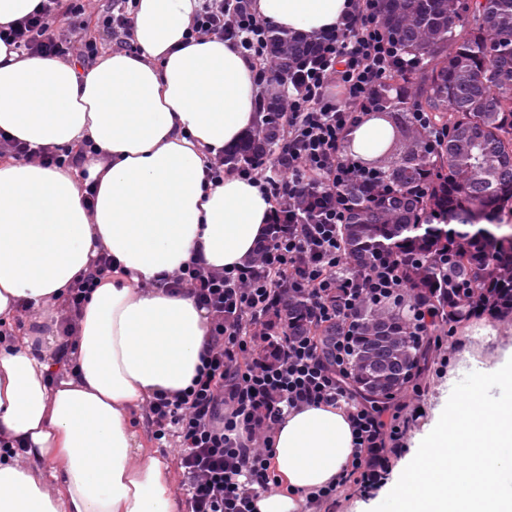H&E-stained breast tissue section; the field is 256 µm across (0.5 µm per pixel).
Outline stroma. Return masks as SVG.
<instances>
[{"label": "stroma", "instance_id": "obj_1", "mask_svg": "<svg viewBox=\"0 0 512 512\" xmlns=\"http://www.w3.org/2000/svg\"><path fill=\"white\" fill-rule=\"evenodd\" d=\"M63 322L62 311L44 314L29 310L7 321L6 326L14 338H30L36 345L50 344L59 349L69 341L62 333ZM456 332L462 342V353L450 355L445 362L434 352L426 354V387L419 400L422 413L411 422L401 447L388 454L382 481L366 489L344 491L333 512H372L389 493L397 474L412 460L422 439L436 425L448 401L449 387L469 372L494 366L500 362L504 350L512 346L510 319L474 317L458 323Z\"/></svg>", "mask_w": 512, "mask_h": 512}]
</instances>
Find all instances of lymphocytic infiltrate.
Masks as SVG:
<instances>
[{
	"instance_id": "obj_1",
	"label": "lymphocytic infiltrate",
	"mask_w": 512,
	"mask_h": 512,
	"mask_svg": "<svg viewBox=\"0 0 512 512\" xmlns=\"http://www.w3.org/2000/svg\"><path fill=\"white\" fill-rule=\"evenodd\" d=\"M376 5L353 0L335 40L304 68L280 117L275 163L230 168L258 183L270 203L259 261L212 271L192 260L168 281L169 290L191 297L209 320L191 384L146 406L155 439L172 440L177 450L188 512H256V500L279 485L271 466L276 426L288 412L314 405L343 410L352 428L353 453L337 482L305 495L307 512H330L345 489L379 477L387 450L398 447L415 416L404 396L376 407L349 385L351 328L361 305L397 300L404 288L398 257L348 269L339 233L346 215L341 186L357 167L344 139L378 107L372 90L408 64L390 45ZM89 7L90 0H40L30 14L0 26V41L24 55L92 64L99 43L82 31ZM60 18L70 19L72 30H59ZM268 28L249 0H201L190 36L234 40L246 56L261 60ZM0 154L58 169L83 157L1 134ZM114 270L104 254L74 282L65 300L66 327ZM287 296L306 300L303 332L280 328ZM334 324L340 333L325 339Z\"/></svg>"
}]
</instances>
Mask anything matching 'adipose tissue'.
I'll list each match as a JSON object with an SVG mask.
<instances>
[{
    "label": "adipose tissue",
    "instance_id": "obj_1",
    "mask_svg": "<svg viewBox=\"0 0 512 512\" xmlns=\"http://www.w3.org/2000/svg\"><path fill=\"white\" fill-rule=\"evenodd\" d=\"M351 0H252L273 27L332 31ZM198 0H136V52L117 48L88 69L28 57L0 42V132L34 146L81 148L85 166L44 168L0 157V320L20 306L62 304L98 249L121 273L78 319L71 372L24 342L0 347V512H177L169 464L147 451L129 415L190 385L208 334L204 310L164 280L190 259L238 268L264 237L270 204L257 184L205 166L256 121L255 64L233 42L191 39ZM98 184L93 208L81 175ZM353 452L339 409L305 406L277 425L272 491L257 512H302L300 492L335 483Z\"/></svg>",
    "mask_w": 512,
    "mask_h": 512
}]
</instances>
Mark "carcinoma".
Returning a JSON list of instances; mask_svg holds the SVG:
<instances>
[{"label": "carcinoma", "instance_id": "cac0c4a2", "mask_svg": "<svg viewBox=\"0 0 512 512\" xmlns=\"http://www.w3.org/2000/svg\"><path fill=\"white\" fill-rule=\"evenodd\" d=\"M386 35L414 63L379 91L371 118L392 128L388 144L358 169L342 192L340 234L350 267L384 253L405 263L408 294L398 303L365 304L352 327V382L367 399L400 391L424 346L409 333L418 307L443 326L476 315L512 319V0H377ZM327 36L271 29L270 93L257 127L229 163L273 154L280 98ZM429 113L431 136L409 120L410 103ZM285 321L303 328L306 304L284 302Z\"/></svg>", "mask_w": 512, "mask_h": 512}]
</instances>
